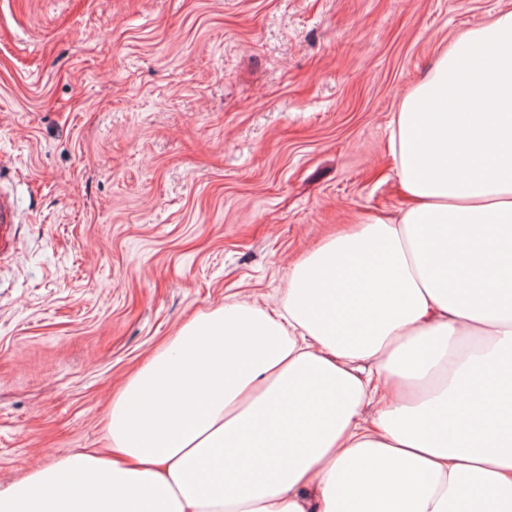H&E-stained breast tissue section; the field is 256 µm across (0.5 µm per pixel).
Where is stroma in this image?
Returning <instances> with one entry per match:
<instances>
[{
    "instance_id": "stroma-1",
    "label": "stroma",
    "mask_w": 512,
    "mask_h": 512,
    "mask_svg": "<svg viewBox=\"0 0 512 512\" xmlns=\"http://www.w3.org/2000/svg\"><path fill=\"white\" fill-rule=\"evenodd\" d=\"M512 0H0V484L105 444L193 317L408 200L401 96Z\"/></svg>"
}]
</instances>
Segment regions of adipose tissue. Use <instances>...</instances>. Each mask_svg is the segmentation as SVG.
<instances>
[{
    "label": "adipose tissue",
    "mask_w": 512,
    "mask_h": 512,
    "mask_svg": "<svg viewBox=\"0 0 512 512\" xmlns=\"http://www.w3.org/2000/svg\"><path fill=\"white\" fill-rule=\"evenodd\" d=\"M410 204L188 321L0 512H512V9L391 119Z\"/></svg>",
    "instance_id": "obj_1"
}]
</instances>
